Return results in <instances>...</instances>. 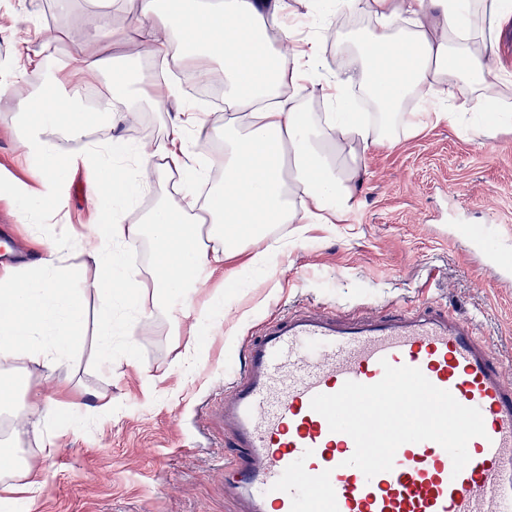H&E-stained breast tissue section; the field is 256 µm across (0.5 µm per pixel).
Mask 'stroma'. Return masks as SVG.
I'll list each match as a JSON object with an SVG mask.
<instances>
[{"label": "stroma", "instance_id": "stroma-1", "mask_svg": "<svg viewBox=\"0 0 512 512\" xmlns=\"http://www.w3.org/2000/svg\"><path fill=\"white\" fill-rule=\"evenodd\" d=\"M42 13V0H27L17 13L0 0V15L13 17L12 32L0 33L1 59L14 61L18 37L52 67L81 50L89 20L82 0L58 10L51 27ZM167 125L166 112L145 105L136 124L116 132L151 145L164 139ZM22 129L12 95L0 93V230L31 253L35 238L47 233L76 241L94 235L97 208L80 169L68 175L48 223L20 220L11 188H40L22 152ZM116 132L99 124L87 139L103 143ZM364 162L358 205L335 234L315 229L298 238L292 225H271L269 243L289 240L287 253L274 254L262 270L249 269L247 255L232 258L236 280L209 275L180 326L157 310L137 318L134 356L116 336L111 363L97 366V300L88 298L80 351L52 378L29 368L31 389L43 402L58 401V383L68 378L82 408L62 412L53 433L34 421L19 427L24 456L38 458L43 474L25 512H235L224 495V461L235 453L224 432L226 367L240 363L248 341L283 312L326 310L355 320L428 300L472 323L512 379V281L476 254L490 241L512 262V134L474 138L441 123L370 149ZM221 289L233 302L222 330L191 338L196 316ZM193 339L200 363L186 378L181 359ZM105 400L111 408H102ZM49 441L53 451L42 454Z\"/></svg>", "mask_w": 512, "mask_h": 512}]
</instances>
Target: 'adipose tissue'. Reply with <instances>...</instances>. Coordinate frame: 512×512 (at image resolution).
<instances>
[{
	"label": "adipose tissue",
	"instance_id": "ef3b65f1",
	"mask_svg": "<svg viewBox=\"0 0 512 512\" xmlns=\"http://www.w3.org/2000/svg\"><path fill=\"white\" fill-rule=\"evenodd\" d=\"M107 4L91 0L94 20L85 51L56 69L57 95L27 91L19 81L11 87L15 110L25 118L22 147L43 182L40 193H15L18 214L27 222L44 218L67 174L78 167L90 175L99 213L94 241L81 246L96 277L82 287L62 285L70 275L72 247L63 238L44 241L40 257L24 268L0 267V416L15 424L35 413L54 425L55 409L33 402L28 367L54 373L81 343L87 295L99 302L100 361H109L112 338L121 333L127 353H134L133 331L122 328L118 311L145 315L185 306L203 286L202 271L222 269L236 278V270L224 264L242 251L249 266L266 267L270 225L335 232L358 203L357 187L366 178L363 156L370 148L394 144L428 119L476 137L512 132V101L488 94L504 81L492 70L489 51L500 21L512 15V0H338L332 11L323 0H307L303 15L288 12L285 0H138L136 17L122 30L113 27ZM347 12L372 21L352 42L350 72L344 48L336 50L337 64L328 65L322 39L310 32L316 16ZM271 29L279 32L278 42L268 40ZM119 41L137 42L156 55L179 42L184 66L203 79L215 64L223 65L229 108L224 151L210 165L222 169L224 179L202 207L162 198L134 224L126 223L121 209L171 170L181 174L183 194H193L200 174L181 117L171 118L166 138L151 150L131 147L118 135L102 147L58 152L57 135L79 140L99 121L126 125L146 99L140 77L125 65L108 68L95 58L97 47ZM107 73L112 88L95 108L60 100V92L78 94ZM353 80L375 108L359 121L350 116ZM312 86L329 108L321 119L309 109L305 91ZM155 154L165 158V168L151 165ZM145 243L155 257L148 298L124 287L125 257Z\"/></svg>",
	"mask_w": 512,
	"mask_h": 512
}]
</instances>
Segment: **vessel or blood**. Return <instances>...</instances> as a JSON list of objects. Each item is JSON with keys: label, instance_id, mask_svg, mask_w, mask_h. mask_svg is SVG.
Returning <instances> with one entry per match:
<instances>
[{"label": "vessel or blood", "instance_id": "vessel-or-blood-1", "mask_svg": "<svg viewBox=\"0 0 512 512\" xmlns=\"http://www.w3.org/2000/svg\"><path fill=\"white\" fill-rule=\"evenodd\" d=\"M387 363L420 369L481 411L487 435L469 441L461 472L433 441L401 445L392 470L370 479L348 465L352 438L311 399L377 383ZM229 376L224 431L237 454L224 493L237 512H512V380L468 324L431 303L346 323L328 311L282 315Z\"/></svg>", "mask_w": 512, "mask_h": 512}]
</instances>
